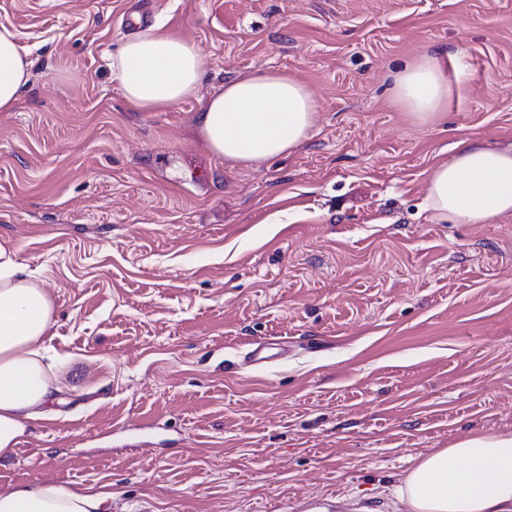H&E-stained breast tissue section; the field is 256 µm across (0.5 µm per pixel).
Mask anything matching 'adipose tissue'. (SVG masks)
<instances>
[{
  "instance_id": "ef3b65f1",
  "label": "adipose tissue",
  "mask_w": 512,
  "mask_h": 512,
  "mask_svg": "<svg viewBox=\"0 0 512 512\" xmlns=\"http://www.w3.org/2000/svg\"><path fill=\"white\" fill-rule=\"evenodd\" d=\"M205 69L198 45L151 26L121 43L112 79L135 111L169 109L195 96ZM31 61L10 25L0 22V112L15 106ZM454 87L448 56L436 51L392 76V102L422 126L448 106ZM317 119L309 88L285 71L256 69L227 82L197 115L211 151L224 160L261 164L306 141ZM426 206L435 221L493 224L512 215V147L464 137L428 172ZM54 302L0 243V462L30 432L34 406L52 402L55 365L40 346L54 322ZM409 512H512V433L475 434L417 458L393 491ZM111 493L37 482L0 489V512H110Z\"/></svg>"
}]
</instances>
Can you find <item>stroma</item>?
I'll return each mask as SVG.
<instances>
[{"label": "stroma", "mask_w": 512, "mask_h": 512, "mask_svg": "<svg viewBox=\"0 0 512 512\" xmlns=\"http://www.w3.org/2000/svg\"><path fill=\"white\" fill-rule=\"evenodd\" d=\"M33 60L0 112V243L56 306L61 392L0 489L106 486L112 512H383L417 457L512 433V216L436 223L427 174L512 144V0H0ZM160 21L196 96L135 112L112 57ZM445 49L430 127L389 97ZM277 69L314 95L301 146L248 167L194 119ZM258 341L286 357L248 366Z\"/></svg>", "instance_id": "stroma-1"}]
</instances>
